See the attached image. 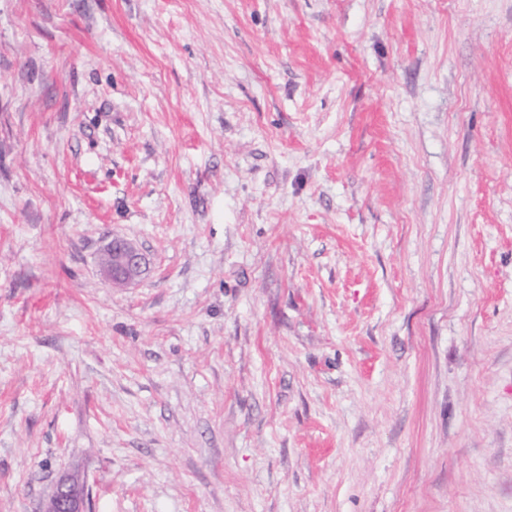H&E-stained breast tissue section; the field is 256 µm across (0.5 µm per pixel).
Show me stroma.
<instances>
[{"mask_svg": "<svg viewBox=\"0 0 512 512\" xmlns=\"http://www.w3.org/2000/svg\"><path fill=\"white\" fill-rule=\"evenodd\" d=\"M64 475L512 512V0H0V512ZM100 265L105 280L112 285L123 286L142 276L146 260L127 239L113 237L101 254Z\"/></svg>", "mask_w": 512, "mask_h": 512, "instance_id": "stroma-1", "label": "stroma"}]
</instances>
